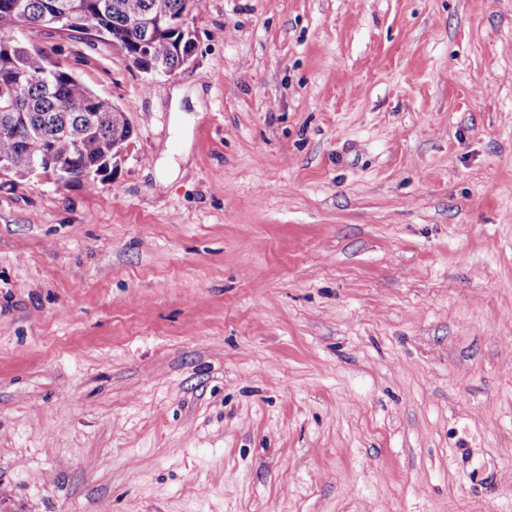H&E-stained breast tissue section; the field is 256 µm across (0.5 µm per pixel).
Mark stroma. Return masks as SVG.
I'll list each match as a JSON object with an SVG mask.
<instances>
[{
	"mask_svg": "<svg viewBox=\"0 0 512 512\" xmlns=\"http://www.w3.org/2000/svg\"><path fill=\"white\" fill-rule=\"evenodd\" d=\"M188 26L23 34L132 136L0 183V512H512V0Z\"/></svg>",
	"mask_w": 512,
	"mask_h": 512,
	"instance_id": "obj_1",
	"label": "stroma"
}]
</instances>
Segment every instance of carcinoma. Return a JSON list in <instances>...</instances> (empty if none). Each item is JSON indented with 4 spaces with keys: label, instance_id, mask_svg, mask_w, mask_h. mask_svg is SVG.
Listing matches in <instances>:
<instances>
[{
    "label": "carcinoma",
    "instance_id": "cac0c4a2",
    "mask_svg": "<svg viewBox=\"0 0 512 512\" xmlns=\"http://www.w3.org/2000/svg\"><path fill=\"white\" fill-rule=\"evenodd\" d=\"M199 0H164L166 18L154 24L142 47L137 23L151 19L158 0H0V156L12 159L11 177L26 178L32 162L77 155L91 170L112 164L116 139L125 125H112L110 100L94 93L51 53L28 46L25 28H38L41 18L63 10L84 14L103 35L140 66L157 61L173 72L193 51L190 34L178 22Z\"/></svg>",
    "mask_w": 512,
    "mask_h": 512
}]
</instances>
